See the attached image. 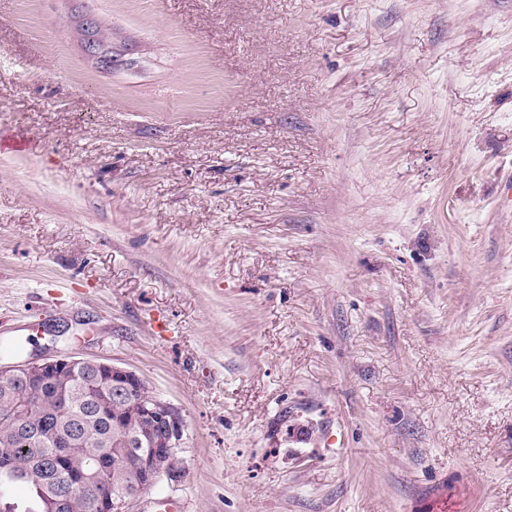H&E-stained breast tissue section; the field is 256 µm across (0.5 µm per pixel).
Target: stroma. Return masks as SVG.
Returning <instances> with one entry per match:
<instances>
[{
    "mask_svg": "<svg viewBox=\"0 0 512 512\" xmlns=\"http://www.w3.org/2000/svg\"><path fill=\"white\" fill-rule=\"evenodd\" d=\"M0 136V363L182 418L132 512H512V0H0ZM83 20H86L87 27L84 28L83 23L81 24L82 35L84 38V32H86L88 35L86 41L93 44L101 58V63L98 65L105 70H112V66L122 65L119 59L121 55L117 54L112 46L111 32L107 24L99 16L87 13L82 14Z\"/></svg>",
    "mask_w": 512,
    "mask_h": 512,
    "instance_id": "obj_1",
    "label": "stroma"
}]
</instances>
